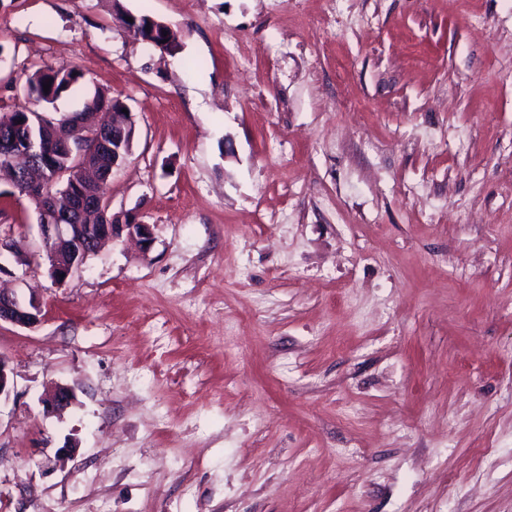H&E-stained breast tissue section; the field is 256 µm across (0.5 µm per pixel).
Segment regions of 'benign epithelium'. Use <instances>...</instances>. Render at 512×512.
Here are the masks:
<instances>
[{"label": "benign epithelium", "mask_w": 512, "mask_h": 512, "mask_svg": "<svg viewBox=\"0 0 512 512\" xmlns=\"http://www.w3.org/2000/svg\"><path fill=\"white\" fill-rule=\"evenodd\" d=\"M112 132L115 133L112 148V167L123 163L129 153L122 152L125 138H134L131 131L136 124L133 114L123 111L112 113ZM77 128L83 130L84 137L93 142V148L87 150L75 146L72 141L60 134L49 140L38 141L22 138L14 141V147L8 151L0 149V163L12 166L14 169L27 167V163L36 162L45 169V181L58 191V197L51 199L47 206L37 207L39 213V232L43 247L47 253L49 272L57 282L66 281L74 272L80 270L87 262L89 252L85 250L84 239L86 232L91 229L89 224H65L62 218L71 210L88 212L104 209V201L100 196L86 194L75 196L70 194L66 179L78 173H86L93 162L97 160L96 147L105 145L102 139V125H92L77 116L74 120ZM72 161L71 167H60L56 161L60 157ZM127 238L139 243L143 252H148L154 243L153 225L114 224L106 227V235L100 243ZM43 320V310L39 302L30 300L22 302L16 294L0 290V322L10 323L27 329L36 328ZM73 390L66 385H57L42 398L44 411L52 415L63 414L74 402Z\"/></svg>", "instance_id": "benign-epithelium-1"}]
</instances>
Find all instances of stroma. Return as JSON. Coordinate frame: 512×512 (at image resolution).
<instances>
[{"label": "stroma", "mask_w": 512, "mask_h": 512, "mask_svg": "<svg viewBox=\"0 0 512 512\" xmlns=\"http://www.w3.org/2000/svg\"><path fill=\"white\" fill-rule=\"evenodd\" d=\"M60 64L155 242L56 284L0 181V512H512V0H0V116ZM126 17L127 16H121L119 18V28H121L124 31L132 32L136 37H138L141 40L147 39L156 43L157 45L148 41H144L146 43L153 45L154 47H157L158 49L162 50L163 52L171 56L177 54V50H166L163 49L161 46H158L163 45L167 49H175L179 47L177 33L174 30H172L168 24L161 20L151 17L154 23L163 26L154 27L150 23V18L147 15H142L140 16V18H132L133 22L126 21ZM146 27H149V30H146ZM160 40H166V43H160ZM43 316L39 302L30 299L25 303L20 301L16 294L0 290V322L34 329L42 322ZM74 400V392L69 386L57 385L42 398L41 402L47 414L60 416L73 404Z\"/></svg>", "instance_id": "1"}]
</instances>
